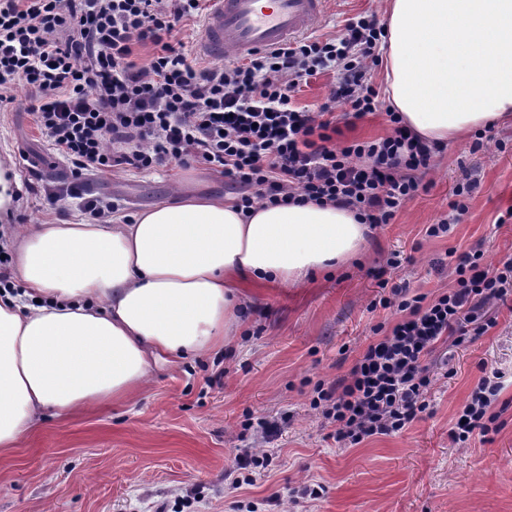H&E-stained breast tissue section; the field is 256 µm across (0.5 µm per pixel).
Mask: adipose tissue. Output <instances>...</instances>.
I'll list each match as a JSON object with an SVG mask.
<instances>
[{"label": "adipose tissue", "instance_id": "1", "mask_svg": "<svg viewBox=\"0 0 512 512\" xmlns=\"http://www.w3.org/2000/svg\"><path fill=\"white\" fill-rule=\"evenodd\" d=\"M387 96L445 143L512 112V0H386ZM367 225L313 202L190 192L130 224H33L11 242L22 293L0 294V451L47 412L125 404L159 363L230 346L251 283L298 285L356 259Z\"/></svg>", "mask_w": 512, "mask_h": 512}]
</instances>
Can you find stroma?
<instances>
[{
  "label": "stroma",
  "instance_id": "1",
  "mask_svg": "<svg viewBox=\"0 0 512 512\" xmlns=\"http://www.w3.org/2000/svg\"><path fill=\"white\" fill-rule=\"evenodd\" d=\"M364 12L385 20L384 0H329L313 33L337 34ZM27 93L17 87V106L0 114V161L37 187L67 182L68 164L20 106ZM492 133L507 140L505 151L474 149L469 136L448 142L419 196L391 223L370 228L353 264L303 287L249 289L232 347L159 370L132 404L47 419L1 453L0 512H235L238 503L291 512V491L315 484L323 491L307 501L309 512H512V306L489 305L495 326L449 347L447 365L434 367L428 414L400 434L344 448L309 407L314 382L347 375L373 326L395 322L392 311L370 307L383 294L380 279L432 296L451 283L440 266L448 251L478 248L491 264L512 257V220L498 222L512 210V120ZM468 174L477 187L462 222L448 237H425ZM84 182L121 203V219L176 202L185 187L226 196L223 177L201 165L93 173ZM394 254L401 266L391 270ZM486 366L505 374V425L493 441L454 444L456 412ZM249 418L279 421L281 430L265 446L271 465L235 489V457L253 442L242 428Z\"/></svg>",
  "mask_w": 512,
  "mask_h": 512
}]
</instances>
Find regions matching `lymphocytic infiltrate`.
Listing matches in <instances>:
<instances>
[{
  "mask_svg": "<svg viewBox=\"0 0 512 512\" xmlns=\"http://www.w3.org/2000/svg\"><path fill=\"white\" fill-rule=\"evenodd\" d=\"M203 10L202 0H0V111L24 82L42 137L72 165L71 182L44 187L48 205L74 203L106 224L118 206L86 194L83 176L195 163L223 174L245 211L314 201L352 209L364 224H387L417 196L436 148L372 84L385 36L374 15L348 19L334 36H307L211 68L198 66L175 38ZM136 44L153 46L149 63L133 61ZM328 69L338 77L326 101L297 105L301 84ZM339 104L348 120L385 113L389 133L342 139ZM483 257L449 253L454 285L434 296L402 282L380 298L395 310V324L375 327L347 376L313 388L309 406L337 442L351 448L400 433L429 409L433 354L483 335L492 325L485 305L512 298V259L490 270ZM502 390L501 372L479 378L457 412L453 443L500 431Z\"/></svg>",
  "mask_w": 512,
  "mask_h": 512,
  "instance_id": "obj_1",
  "label": "lymphocytic infiltrate"
}]
</instances>
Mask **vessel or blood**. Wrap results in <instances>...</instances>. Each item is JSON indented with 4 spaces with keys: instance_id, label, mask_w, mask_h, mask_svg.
I'll use <instances>...</instances> for the list:
<instances>
[{
    "instance_id": "1",
    "label": "vessel or blood",
    "mask_w": 512,
    "mask_h": 512,
    "mask_svg": "<svg viewBox=\"0 0 512 512\" xmlns=\"http://www.w3.org/2000/svg\"><path fill=\"white\" fill-rule=\"evenodd\" d=\"M200 54L211 58L273 49L309 34L328 0H213Z\"/></svg>"
}]
</instances>
